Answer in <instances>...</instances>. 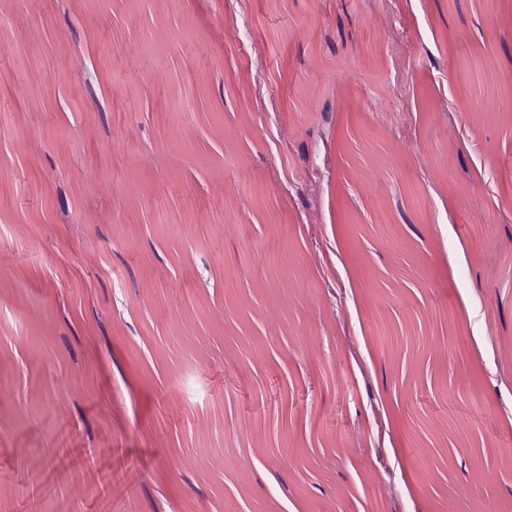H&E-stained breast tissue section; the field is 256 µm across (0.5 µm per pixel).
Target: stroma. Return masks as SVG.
I'll return each instance as SVG.
<instances>
[{"instance_id": "stroma-1", "label": "stroma", "mask_w": 512, "mask_h": 512, "mask_svg": "<svg viewBox=\"0 0 512 512\" xmlns=\"http://www.w3.org/2000/svg\"><path fill=\"white\" fill-rule=\"evenodd\" d=\"M0 512H512V0H0Z\"/></svg>"}]
</instances>
